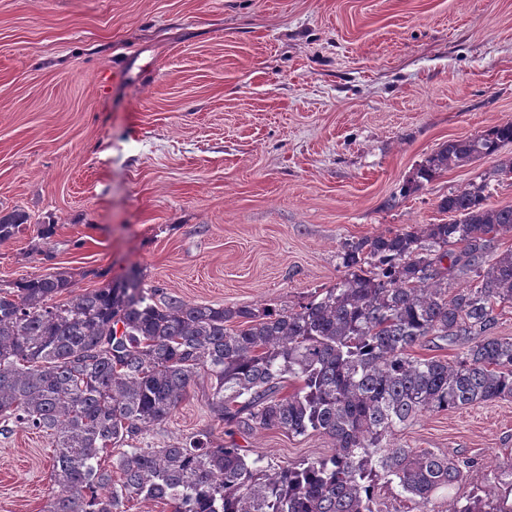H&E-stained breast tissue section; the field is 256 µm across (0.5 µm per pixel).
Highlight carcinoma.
I'll return each instance as SVG.
<instances>
[{"instance_id":"cac0c4a2","label":"carcinoma","mask_w":512,"mask_h":512,"mask_svg":"<svg viewBox=\"0 0 512 512\" xmlns=\"http://www.w3.org/2000/svg\"><path fill=\"white\" fill-rule=\"evenodd\" d=\"M512 120L450 140L414 183L497 154ZM512 179V158L439 204L449 220L352 242L345 274L296 308L212 307L157 300L133 278L75 294L46 274L0 292V434L9 423L53 448L43 512H126L134 499L174 512H375L381 479L422 508L448 499L474 461L405 448L395 432L432 412L512 398V338L494 335L498 308L512 306V205L487 206L491 181ZM438 341L464 345L454 363L420 358ZM199 375L208 407L230 434H322L331 452L269 472L236 442L207 431L164 448L145 441ZM296 383L291 393L286 384ZM110 465L99 453L126 443ZM119 474L114 483L112 474ZM495 495L472 494L448 512H512V462L494 470Z\"/></svg>"}]
</instances>
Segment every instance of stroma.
I'll return each instance as SVG.
<instances>
[{
	"label": "stroma",
	"mask_w": 512,
	"mask_h": 512,
	"mask_svg": "<svg viewBox=\"0 0 512 512\" xmlns=\"http://www.w3.org/2000/svg\"><path fill=\"white\" fill-rule=\"evenodd\" d=\"M512 119V0H0V290L117 276L214 307H295L332 287L346 243L447 221L439 202L501 157L412 187L442 144ZM197 378L157 445L210 429ZM407 448L512 461V399L428 414ZM262 467L323 435L238 437ZM53 450L0 435V512H42Z\"/></svg>",
	"instance_id": "35a3bbf8"
}]
</instances>
